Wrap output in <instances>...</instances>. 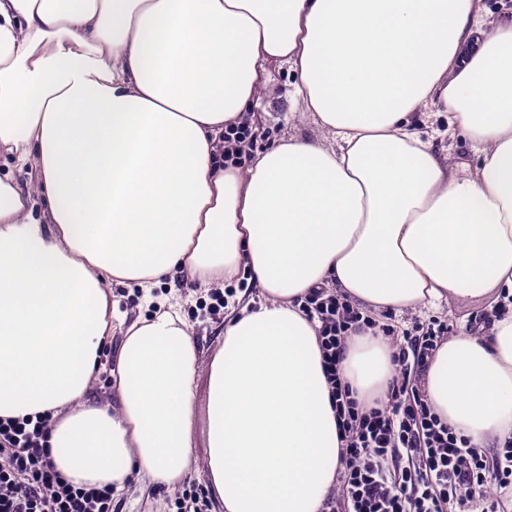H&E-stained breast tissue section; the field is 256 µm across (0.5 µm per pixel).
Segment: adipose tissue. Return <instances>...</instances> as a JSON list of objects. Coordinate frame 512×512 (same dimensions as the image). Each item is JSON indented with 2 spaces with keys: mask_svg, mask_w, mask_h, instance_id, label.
<instances>
[{
  "mask_svg": "<svg viewBox=\"0 0 512 512\" xmlns=\"http://www.w3.org/2000/svg\"><path fill=\"white\" fill-rule=\"evenodd\" d=\"M480 0H0V419L48 414L79 487L183 482L206 442L217 512H318L340 441L315 325L336 285L375 311L512 295V19ZM299 76L330 144L225 165L224 127L264 64ZM438 104L480 163L465 177L414 125ZM46 204L35 215L34 195ZM248 268L208 366L178 300L126 328L114 402L88 398L115 329L113 284H204ZM392 351H346L359 399ZM429 401L479 447L512 437V304L437 351Z\"/></svg>",
  "mask_w": 512,
  "mask_h": 512,
  "instance_id": "1",
  "label": "adipose tissue"
}]
</instances>
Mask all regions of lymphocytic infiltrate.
<instances>
[{
    "label": "lymphocytic infiltrate",
    "instance_id": "obj_1",
    "mask_svg": "<svg viewBox=\"0 0 512 512\" xmlns=\"http://www.w3.org/2000/svg\"><path fill=\"white\" fill-rule=\"evenodd\" d=\"M301 309L316 324L341 443L336 481L319 512H499L512 497V440L494 454L444 420L425 392L429 364L453 326L432 319L398 330L330 288H316ZM374 331L393 348L386 397L362 405L340 374L354 335ZM50 416L0 419V512H112L110 488L77 487L46 446Z\"/></svg>",
    "mask_w": 512,
    "mask_h": 512
}]
</instances>
